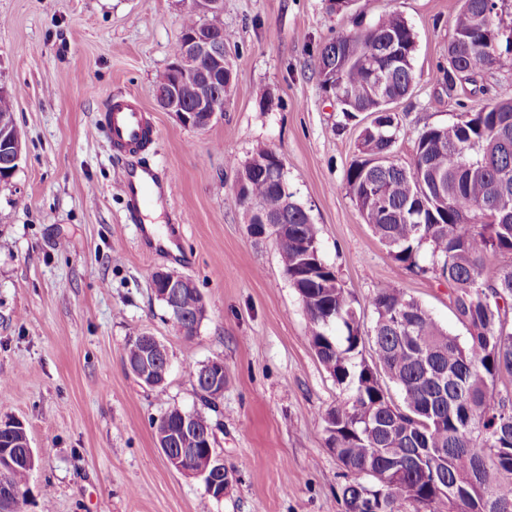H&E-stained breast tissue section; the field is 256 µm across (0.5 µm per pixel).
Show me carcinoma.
<instances>
[{
    "label": "carcinoma",
    "mask_w": 512,
    "mask_h": 512,
    "mask_svg": "<svg viewBox=\"0 0 512 512\" xmlns=\"http://www.w3.org/2000/svg\"><path fill=\"white\" fill-rule=\"evenodd\" d=\"M497 0H467L455 16L443 79L453 89L458 75L495 69L512 73V29L492 22ZM211 31L224 44L233 35L218 13L195 8L182 19V32ZM397 43L400 63L386 49ZM413 28L390 10L374 24L342 34L318 51L322 84L344 98L347 116L375 115L360 132L358 157L346 185L373 233L392 259L410 271H433L451 287L450 307L466 330L462 342L433 314L394 283L371 296L373 335L365 334L356 300L321 253L316 225L296 200L285 174L262 175L275 153L260 148L235 164L256 215L288 213L278 249L285 274L312 323L315 354L349 396L326 409V447L348 478L341 487L347 512H500L512 503V392L498 382L512 377V97L488 87V102L456 120L430 126L418 137L409 164L396 159L398 113L384 112V99L406 97L416 81ZM180 84L182 104L192 107L197 79L170 68L158 90ZM11 97L0 95V118H8L15 139L22 131L13 118ZM430 265L422 264V246ZM202 302L199 290L182 289L177 305L190 314ZM370 349L371 359L363 355ZM394 385L401 402L394 401ZM156 442L206 452L202 436L181 430L172 409L154 423ZM24 435L0 433V448L17 457L0 473V486L20 492L31 469L22 460Z\"/></svg>",
    "instance_id": "1"
}]
</instances>
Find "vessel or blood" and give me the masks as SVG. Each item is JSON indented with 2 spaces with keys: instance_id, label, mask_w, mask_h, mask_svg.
<instances>
[{
  "instance_id": "1",
  "label": "vessel or blood",
  "mask_w": 512,
  "mask_h": 512,
  "mask_svg": "<svg viewBox=\"0 0 512 512\" xmlns=\"http://www.w3.org/2000/svg\"><path fill=\"white\" fill-rule=\"evenodd\" d=\"M99 125L104 128L115 156L125 163L123 190L130 214H137L140 203L165 196L166 190L155 172L136 160L153 136V127L137 100L124 97L109 102Z\"/></svg>"
}]
</instances>
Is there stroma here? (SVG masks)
<instances>
[{"label":"stroma","mask_w":512,"mask_h":512,"mask_svg":"<svg viewBox=\"0 0 512 512\" xmlns=\"http://www.w3.org/2000/svg\"><path fill=\"white\" fill-rule=\"evenodd\" d=\"M192 0H0V86L24 136L0 182V421L21 420L36 457L20 512H345L344 470L322 416L347 392L319 363L309 315L274 239L251 236L232 192L236 164L275 150L318 230L325 261L363 308L392 282L459 338L449 286L395 262L365 224L345 177L362 119H347L316 67L331 38L397 9L417 36L412 92L395 106V152L410 162L420 132L460 112L441 69L461 0H223L234 35L233 92L197 130L157 102ZM133 96L154 124L140 164L164 175L156 218L174 251L142 247L120 190L121 161L95 123L111 95ZM159 270L190 278L206 313L184 339L152 288ZM142 332L166 346L163 391L123 360ZM228 373L211 413L233 482L223 499L172 469L151 422L203 403L185 364Z\"/></svg>","instance_id":"obj_1"}]
</instances>
